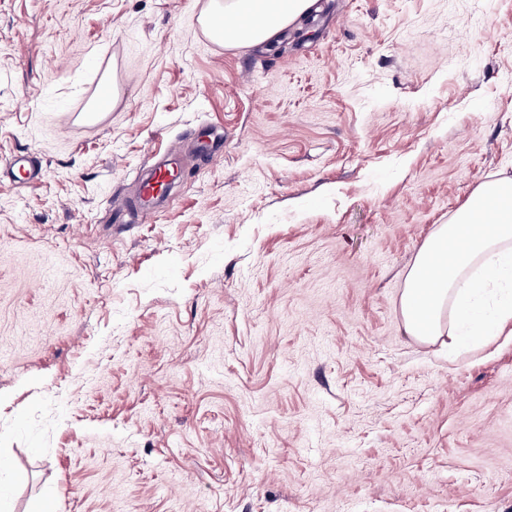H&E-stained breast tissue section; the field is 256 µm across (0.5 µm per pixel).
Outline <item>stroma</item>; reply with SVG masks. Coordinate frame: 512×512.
<instances>
[{
	"label": "stroma",
	"instance_id": "1",
	"mask_svg": "<svg viewBox=\"0 0 512 512\" xmlns=\"http://www.w3.org/2000/svg\"><path fill=\"white\" fill-rule=\"evenodd\" d=\"M0 0V512H512V335L406 332L404 277L512 178V0ZM152 217L115 210L196 128ZM205 17L208 36L227 47L272 43L289 25L298 22L314 7L316 0H225ZM240 22L228 23L227 17ZM9 177H15L16 180L22 179L24 182L35 180L40 173V166L34 157L29 155L17 156L8 168Z\"/></svg>",
	"mask_w": 512,
	"mask_h": 512
}]
</instances>
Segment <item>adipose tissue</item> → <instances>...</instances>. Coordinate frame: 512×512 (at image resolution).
<instances>
[{
	"label": "adipose tissue",
	"mask_w": 512,
	"mask_h": 512,
	"mask_svg": "<svg viewBox=\"0 0 512 512\" xmlns=\"http://www.w3.org/2000/svg\"><path fill=\"white\" fill-rule=\"evenodd\" d=\"M316 0H219L205 17L224 46L270 43ZM406 332L458 343L512 324V179L482 183L448 223L435 227L405 275Z\"/></svg>",
	"instance_id": "1"
}]
</instances>
